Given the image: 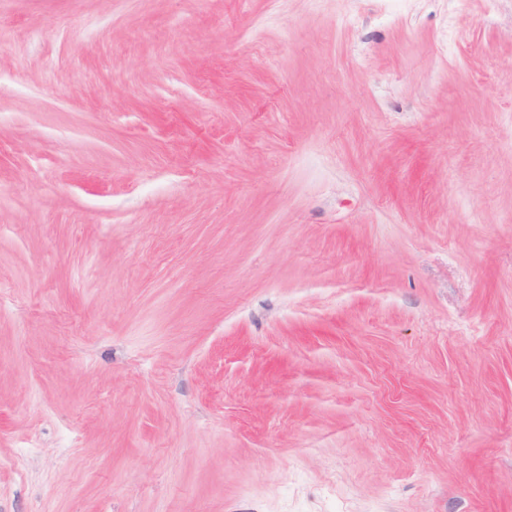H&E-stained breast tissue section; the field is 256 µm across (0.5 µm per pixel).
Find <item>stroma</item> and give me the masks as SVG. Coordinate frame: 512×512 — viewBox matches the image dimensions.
I'll return each mask as SVG.
<instances>
[{
  "label": "stroma",
  "instance_id": "obj_1",
  "mask_svg": "<svg viewBox=\"0 0 512 512\" xmlns=\"http://www.w3.org/2000/svg\"><path fill=\"white\" fill-rule=\"evenodd\" d=\"M0 512H512V0H0Z\"/></svg>",
  "mask_w": 512,
  "mask_h": 512
}]
</instances>
